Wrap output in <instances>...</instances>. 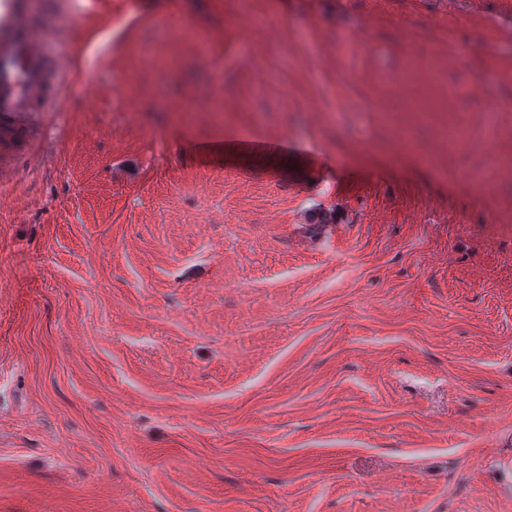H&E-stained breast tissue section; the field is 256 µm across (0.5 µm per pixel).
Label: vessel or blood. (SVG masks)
<instances>
[{
    "instance_id": "vessel-or-blood-1",
    "label": "vessel or blood",
    "mask_w": 512,
    "mask_h": 512,
    "mask_svg": "<svg viewBox=\"0 0 512 512\" xmlns=\"http://www.w3.org/2000/svg\"><path fill=\"white\" fill-rule=\"evenodd\" d=\"M51 43L40 38L34 16L17 10L0 33V119L32 111L43 94Z\"/></svg>"
}]
</instances>
